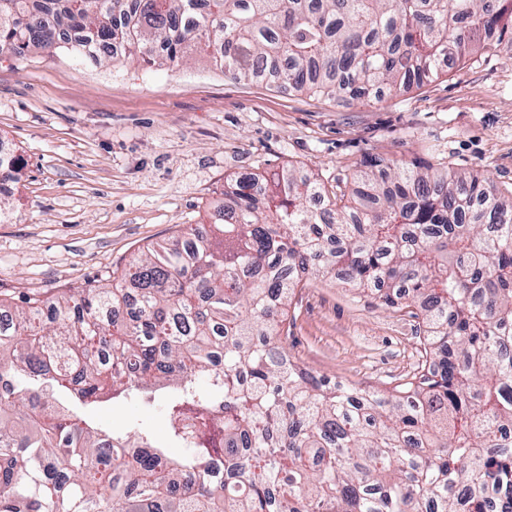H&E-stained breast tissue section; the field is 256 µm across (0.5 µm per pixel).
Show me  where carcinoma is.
I'll return each mask as SVG.
<instances>
[{
    "instance_id": "cac0c4a2",
    "label": "carcinoma",
    "mask_w": 512,
    "mask_h": 512,
    "mask_svg": "<svg viewBox=\"0 0 512 512\" xmlns=\"http://www.w3.org/2000/svg\"><path fill=\"white\" fill-rule=\"evenodd\" d=\"M506 36L512 0H0V55L159 44L361 103ZM217 215L46 319L30 295L0 310V512H512V197L372 158L346 198L290 167L226 182ZM333 271L422 315L427 360L392 393L281 344L295 288ZM157 393L177 457L78 414Z\"/></svg>"
}]
</instances>
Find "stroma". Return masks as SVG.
<instances>
[{
  "label": "stroma",
  "instance_id": "35a3bbf8",
  "mask_svg": "<svg viewBox=\"0 0 512 512\" xmlns=\"http://www.w3.org/2000/svg\"><path fill=\"white\" fill-rule=\"evenodd\" d=\"M0 143L21 159L0 223V302L105 284L150 244L208 226L227 180L292 167L349 192L371 155L477 171L512 192V48L361 104L236 82L204 62L0 57ZM283 345L332 380L390 391L423 362L420 319L335 276L295 289ZM160 427L159 406L87 411Z\"/></svg>",
  "mask_w": 512,
  "mask_h": 512
}]
</instances>
